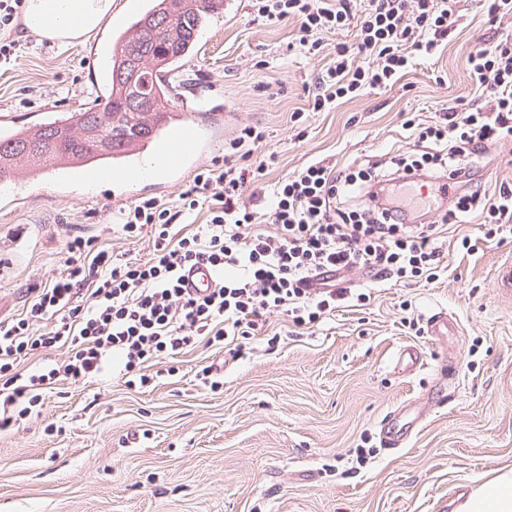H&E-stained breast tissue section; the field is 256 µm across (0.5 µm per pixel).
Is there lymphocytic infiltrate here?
<instances>
[{
    "label": "lymphocytic infiltrate",
    "mask_w": 512,
    "mask_h": 512,
    "mask_svg": "<svg viewBox=\"0 0 512 512\" xmlns=\"http://www.w3.org/2000/svg\"><path fill=\"white\" fill-rule=\"evenodd\" d=\"M458 0H248L253 20H296L299 44L320 53L323 34L352 26L353 44H337L317 78L312 109L392 85L412 56H428L454 31ZM480 104L449 108L440 121L404 123L416 154L370 162L341 175L317 161L266 185L272 156L255 160L266 140L242 126L224 148V164L197 173L176 200H135L117 222L126 239H148L146 261L123 260L82 236L66 243L64 271L33 289L22 313L0 318V431L38 418L55 385L119 378L140 390L178 372L172 360L203 347L275 344L270 318L317 326L336 309L365 304L372 291L345 287L357 271L398 282L434 281L438 241L448 225L477 212L476 232L460 235L466 252L512 234V184L488 191L476 172L487 148L512 141V37L479 43L469 57ZM448 173L449 208L430 222L426 205L400 193ZM261 196L246 199L249 188ZM196 231L179 226L196 213ZM206 265L214 288L194 295L184 273ZM64 359H55L57 351Z\"/></svg>",
    "instance_id": "obj_1"
}]
</instances>
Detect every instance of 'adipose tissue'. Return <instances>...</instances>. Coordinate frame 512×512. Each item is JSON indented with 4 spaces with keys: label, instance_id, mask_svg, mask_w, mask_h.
<instances>
[{
    "label": "adipose tissue",
    "instance_id": "adipose-tissue-1",
    "mask_svg": "<svg viewBox=\"0 0 512 512\" xmlns=\"http://www.w3.org/2000/svg\"><path fill=\"white\" fill-rule=\"evenodd\" d=\"M112 0H26V28L61 42L87 38L114 21ZM457 512H512V469L482 482Z\"/></svg>",
    "mask_w": 512,
    "mask_h": 512
}]
</instances>
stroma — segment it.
<instances>
[{
    "instance_id": "35a3bbf8",
    "label": "stroma",
    "mask_w": 512,
    "mask_h": 512,
    "mask_svg": "<svg viewBox=\"0 0 512 512\" xmlns=\"http://www.w3.org/2000/svg\"><path fill=\"white\" fill-rule=\"evenodd\" d=\"M454 36L430 58L416 60L392 86L325 112L309 114L297 132L292 112L307 109L308 91L336 43L354 28L324 35V50H295V21L251 19L247 0L204 27L199 51L175 84V111L210 126L222 113L216 148L198 168L222 164L225 141L246 123L264 127L275 156V182L315 161L344 169L414 150L406 113L433 122L445 108L466 107L478 94L468 58L477 41L512 34L460 0ZM16 63L0 69V127L43 120L92 106L101 89L107 33L53 44L16 25ZM193 173L159 187L93 192L81 175L32 181L19 177L21 198L0 210V316L20 313L33 288L64 270L69 236L95 238L121 259H147V240L127 241L118 210L141 197L177 199ZM448 232L443 272L433 282H379L369 303L338 309L318 327L289 328L276 346L252 342L245 357L198 348L179 356L177 378L147 390L121 382L59 384L37 420L0 433V512H445L478 482L512 469V296L497 269L512 263V238L474 253ZM447 310L457 327L447 347L405 324ZM422 350L426 366L406 377L393 371L397 349ZM454 375L443 403L407 447L383 448L381 424L398 403L421 395L443 349ZM224 365L212 392L195 374Z\"/></svg>"
}]
</instances>
